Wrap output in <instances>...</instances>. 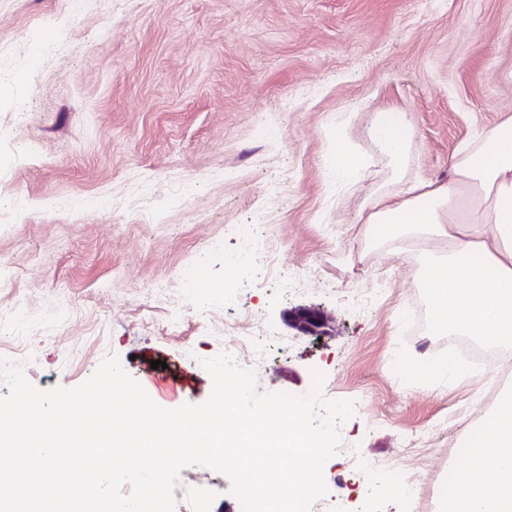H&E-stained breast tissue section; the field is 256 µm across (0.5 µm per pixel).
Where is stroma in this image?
Returning <instances> with one entry per match:
<instances>
[{
	"mask_svg": "<svg viewBox=\"0 0 512 512\" xmlns=\"http://www.w3.org/2000/svg\"><path fill=\"white\" fill-rule=\"evenodd\" d=\"M66 2L0 0V44L22 55L0 74V155L21 139L39 149L0 170V207L85 202L0 226L13 275L0 308L25 304L49 330L26 340V379L76 387L113 354L159 406L199 405L212 379L185 350L223 353L215 327L244 331L242 308H257L285 347L257 368L259 391L294 395L320 371L328 397L363 403L340 435L376 473L454 466L473 420L464 405L506 383L491 366L400 386L388 361L415 348L399 311L426 293L417 264L368 250L353 222L398 184L447 182L453 154L512 113V0H98L50 56L32 58L35 34ZM389 112L412 120L399 183L374 137ZM341 116L357 160L338 188L324 164ZM268 121L279 139L256 136ZM261 218L277 265L297 274L288 288L263 271L262 288L236 282L205 248ZM197 263L212 289L179 310L175 328H149L166 315L150 288ZM303 307L324 311L323 335L288 326L286 312Z\"/></svg>",
	"mask_w": 512,
	"mask_h": 512,
	"instance_id": "35a3bbf8",
	"label": "stroma"
}]
</instances>
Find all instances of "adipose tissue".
Returning <instances> with one entry per match:
<instances>
[{
	"mask_svg": "<svg viewBox=\"0 0 512 512\" xmlns=\"http://www.w3.org/2000/svg\"><path fill=\"white\" fill-rule=\"evenodd\" d=\"M410 137L401 112L380 131L382 155L398 179ZM356 222L358 239L395 254L424 243L417 261L432 334L512 343V114L455 152L448 182H415L379 196ZM470 431L473 440L457 450L469 465L455 471L447 512H512V393L491 421L471 423Z\"/></svg>",
	"mask_w": 512,
	"mask_h": 512,
	"instance_id": "obj_1",
	"label": "adipose tissue"
}]
</instances>
